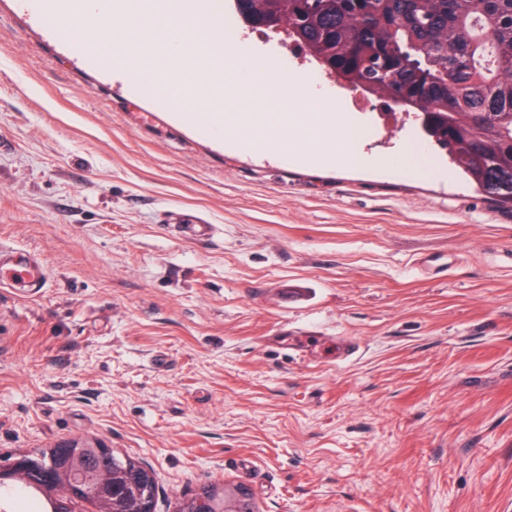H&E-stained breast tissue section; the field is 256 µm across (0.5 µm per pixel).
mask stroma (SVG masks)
Returning a JSON list of instances; mask_svg holds the SVG:
<instances>
[{"instance_id":"1","label":"stroma","mask_w":512,"mask_h":512,"mask_svg":"<svg viewBox=\"0 0 512 512\" xmlns=\"http://www.w3.org/2000/svg\"><path fill=\"white\" fill-rule=\"evenodd\" d=\"M113 25L0 0V248L46 271L0 289V455L112 449L154 512H512V211L431 146L390 172L421 138L369 106L372 169L224 146L97 66ZM426 163L422 150L407 148L390 160V166L400 172L414 173L420 170Z\"/></svg>"}]
</instances>
